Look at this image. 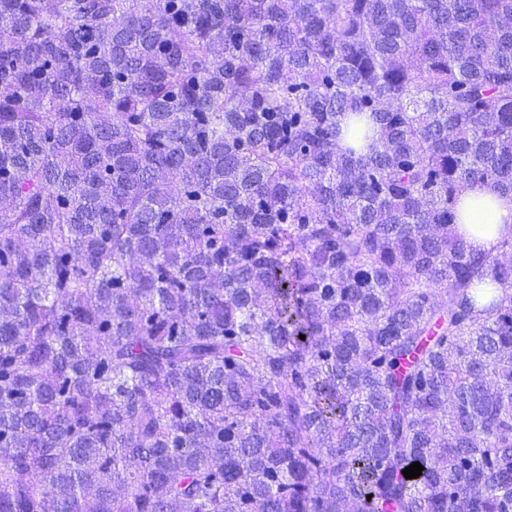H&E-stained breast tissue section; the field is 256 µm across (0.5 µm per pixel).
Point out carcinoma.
Masks as SVG:
<instances>
[{
    "mask_svg": "<svg viewBox=\"0 0 512 512\" xmlns=\"http://www.w3.org/2000/svg\"><path fill=\"white\" fill-rule=\"evenodd\" d=\"M0 87V512H512V0H0ZM457 222L460 231L466 230V241L474 252L492 250L503 236L512 234V194L499 197L492 187L486 186L467 189ZM476 227L488 231L474 232Z\"/></svg>",
    "mask_w": 512,
    "mask_h": 512,
    "instance_id": "cac0c4a2",
    "label": "carcinoma"
}]
</instances>
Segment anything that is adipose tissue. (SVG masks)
<instances>
[{"mask_svg": "<svg viewBox=\"0 0 512 512\" xmlns=\"http://www.w3.org/2000/svg\"><path fill=\"white\" fill-rule=\"evenodd\" d=\"M458 227L465 230L474 252L492 250L503 236L512 234V194L502 197L486 186L466 190Z\"/></svg>", "mask_w": 512, "mask_h": 512, "instance_id": "1", "label": "adipose tissue"}]
</instances>
